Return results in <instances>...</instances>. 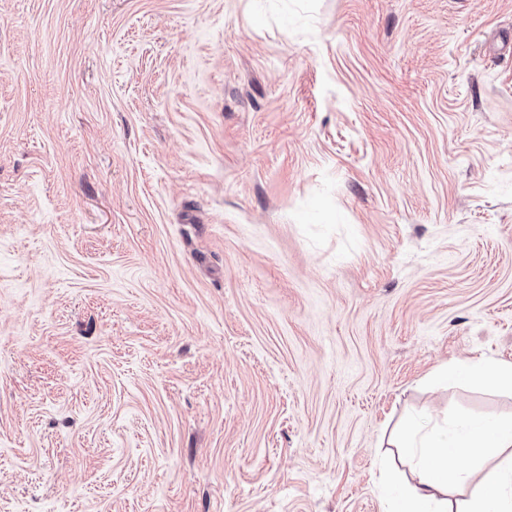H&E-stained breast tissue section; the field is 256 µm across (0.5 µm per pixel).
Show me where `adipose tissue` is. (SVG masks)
<instances>
[{
	"label": "adipose tissue",
	"instance_id": "obj_1",
	"mask_svg": "<svg viewBox=\"0 0 512 512\" xmlns=\"http://www.w3.org/2000/svg\"><path fill=\"white\" fill-rule=\"evenodd\" d=\"M512 422L481 421L451 436L443 431L415 430L410 464L416 482L403 495L397 512H448L443 495L449 484L466 485V468L449 470V457L466 459L486 448H511Z\"/></svg>",
	"mask_w": 512,
	"mask_h": 512
}]
</instances>
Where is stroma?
<instances>
[{"mask_svg": "<svg viewBox=\"0 0 512 512\" xmlns=\"http://www.w3.org/2000/svg\"><path fill=\"white\" fill-rule=\"evenodd\" d=\"M479 357L512 0H0V512H394Z\"/></svg>", "mask_w": 512, "mask_h": 512, "instance_id": "1", "label": "stroma"}]
</instances>
